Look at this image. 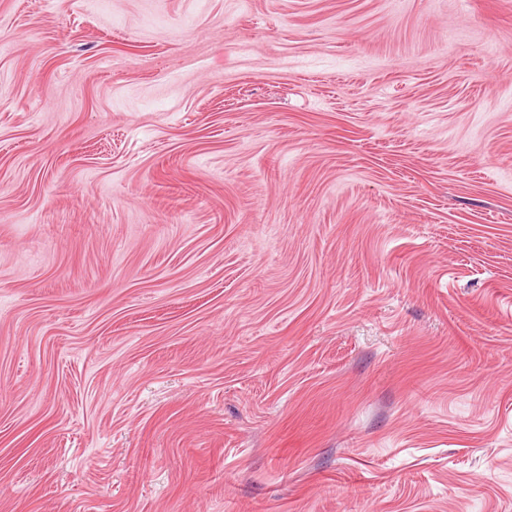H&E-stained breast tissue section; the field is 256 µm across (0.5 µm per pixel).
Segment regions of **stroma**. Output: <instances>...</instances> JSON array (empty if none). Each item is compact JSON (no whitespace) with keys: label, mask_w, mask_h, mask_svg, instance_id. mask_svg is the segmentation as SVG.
I'll use <instances>...</instances> for the list:
<instances>
[{"label":"stroma","mask_w":512,"mask_h":512,"mask_svg":"<svg viewBox=\"0 0 512 512\" xmlns=\"http://www.w3.org/2000/svg\"><path fill=\"white\" fill-rule=\"evenodd\" d=\"M0 512H512V0H0Z\"/></svg>","instance_id":"35a3bbf8"}]
</instances>
